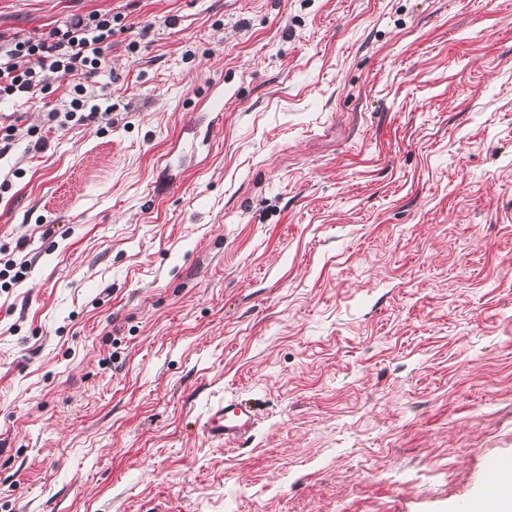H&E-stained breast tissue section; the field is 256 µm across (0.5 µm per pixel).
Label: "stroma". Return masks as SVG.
Listing matches in <instances>:
<instances>
[{"label":"stroma","instance_id":"1","mask_svg":"<svg viewBox=\"0 0 512 512\" xmlns=\"http://www.w3.org/2000/svg\"><path fill=\"white\" fill-rule=\"evenodd\" d=\"M93 11L111 128L0 159V512H464L512 457V0H0V37ZM255 414L252 406L244 401L218 403L204 423L207 434L214 438H247L254 426Z\"/></svg>","mask_w":512,"mask_h":512}]
</instances>
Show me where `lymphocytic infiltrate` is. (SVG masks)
I'll return each mask as SVG.
<instances>
[{"mask_svg":"<svg viewBox=\"0 0 512 512\" xmlns=\"http://www.w3.org/2000/svg\"><path fill=\"white\" fill-rule=\"evenodd\" d=\"M123 14L91 12L70 16L46 36L0 42V100L42 102L51 77L70 79L67 111L50 110L49 121L63 129L70 123L111 124V112L88 105L86 92L107 65L105 52L115 31L124 28Z\"/></svg>","mask_w":512,"mask_h":512,"instance_id":"lymphocytic-infiltrate-1","label":"lymphocytic infiltrate"}]
</instances>
